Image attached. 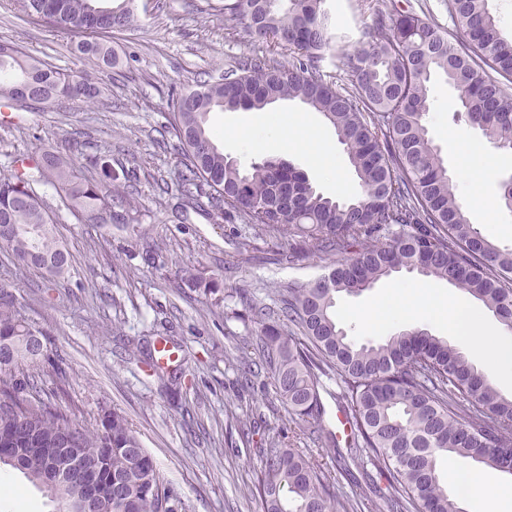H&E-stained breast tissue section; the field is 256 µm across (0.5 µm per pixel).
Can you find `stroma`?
<instances>
[{
  "label": "stroma",
  "mask_w": 512,
  "mask_h": 512,
  "mask_svg": "<svg viewBox=\"0 0 512 512\" xmlns=\"http://www.w3.org/2000/svg\"><path fill=\"white\" fill-rule=\"evenodd\" d=\"M217 2L136 0L137 25L107 35L118 63L102 70L80 52L79 37L28 22L22 0H0V42L18 44L52 66L90 75L101 89L90 103L9 101L10 111L24 119L0 124V173H9L18 158L57 150L95 179L99 171L85 165L95 155L137 175L135 181L113 184V195L126 197L128 205L124 223L109 229L74 217L63 198L40 188L71 266L51 285L40 271L19 269L0 249V285L17 287L26 316L68 366L65 382L44 375L46 389L62 388L64 402L77 407L88 424L104 404L124 414L176 492L182 512H262L251 493L260 460L231 428L228 413L244 423L262 420L273 431L287 427L296 447L312 454H319L321 445L299 437L298 422L281 403L273 378L257 368L258 329L244 327L240 318L255 304L278 308L277 289L293 280L318 279L325 268L315 257L294 266L276 264L281 243L256 235L250 225L214 220L205 205L185 214L178 209L181 165L169 122L172 97L196 81L223 78L240 58L259 50L242 25L224 20ZM430 96V132L452 174L471 170L474 155H497V182L486 185L473 178L465 183L476 203L470 219L490 240L512 245V210L498 205L495 222L486 223L478 209L495 201L499 179L512 175V150L496 149L464 121L443 76L432 78ZM299 112L319 128L323 149L334 154L336 180L325 179L311 152L297 144L294 116ZM209 124L218 146L242 165L278 158L305 172L325 195L350 196L358 189L333 128L298 102L262 111H215ZM459 139L469 141L471 151L457 152ZM153 241L162 243L170 257L159 270L140 258ZM184 267L201 271L210 287H180L178 272ZM392 283L388 277L337 299L336 315L349 336L378 341L401 329L394 318L370 332L351 317ZM238 288L245 291L239 299L233 296ZM164 330L187 357L175 393L160 389L123 351L124 344L152 340ZM53 510L20 472L0 468V512Z\"/></svg>",
  "instance_id": "obj_1"
}]
</instances>
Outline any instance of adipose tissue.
<instances>
[{"instance_id":"ef3b65f1","label":"adipose tissue","mask_w":512,"mask_h":512,"mask_svg":"<svg viewBox=\"0 0 512 512\" xmlns=\"http://www.w3.org/2000/svg\"><path fill=\"white\" fill-rule=\"evenodd\" d=\"M404 311L407 321H419L429 314L448 325L449 331L466 337L472 348L487 357L492 377L512 373V329L500 325L488 329L478 323L466 304L437 294L433 285L422 282L412 288H400L395 302L371 303L360 313L366 327L380 325L386 319L390 307ZM454 484L460 497L482 501L484 512H512V488L493 486L488 475L459 471L454 475Z\"/></svg>"}]
</instances>
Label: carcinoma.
Returning <instances> with one entry per match:
<instances>
[{
	"label": "carcinoma",
	"mask_w": 512,
	"mask_h": 512,
	"mask_svg": "<svg viewBox=\"0 0 512 512\" xmlns=\"http://www.w3.org/2000/svg\"><path fill=\"white\" fill-rule=\"evenodd\" d=\"M30 19L73 34L130 29L134 0L101 8L96 0H23ZM324 0H224V20L244 25L253 42L288 57H246L224 81L200 80L172 104L181 144L179 190L185 207L207 200L214 218H234L261 235L288 242L291 264L310 256L327 263L315 281H292L279 291L281 316L291 329L268 322L271 309L254 306L257 349L300 432L322 430L321 377L334 372L353 431L347 452L333 458L366 461L386 481L393 512H464L448 493L439 460L454 453L512 474V399L489 373L447 340L426 329L402 330L379 342L357 343L336 319V297L356 294L403 271L445 280L512 329V248H502L471 222L428 126L430 82L443 74L458 93L465 120L489 142L512 147V37L490 0H448L453 29L413 12L375 9L359 28L358 46L344 54L351 87L340 92L317 63L336 52V28ZM464 42L453 43L457 35ZM83 53L111 68L112 48L83 41ZM91 80L48 67L15 46L0 44V97L92 102ZM296 101L320 113L347 152L358 191L346 199L324 195L306 174L271 160L248 166L224 155L208 125L216 110H262ZM109 182L128 179L97 158ZM64 193L68 209L89 224L112 223V189L82 175L71 158L43 152L0 177V246L20 269L56 282L68 253L36 187ZM187 288L208 286L190 268ZM42 330L23 314L21 295L0 285V465L20 471L57 506L82 500L80 476L59 483L43 448H78L95 468L93 512H178L179 501L128 419L100 407L96 426L45 389L41 366L61 382L63 359L47 345L32 348ZM157 349H137L166 388L181 384V367L154 365ZM254 490L263 512H357L336 496L331 472L288 432L264 439Z\"/></svg>",
	"instance_id": "cac0c4a2"
}]
</instances>
